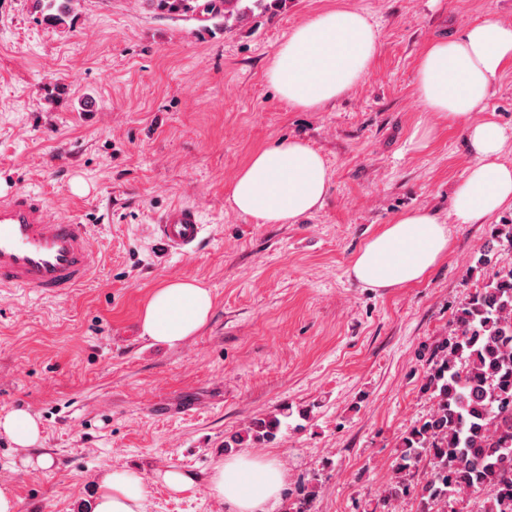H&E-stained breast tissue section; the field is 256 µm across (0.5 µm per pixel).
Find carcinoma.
I'll list each match as a JSON object with an SVG mask.
<instances>
[{"mask_svg":"<svg viewBox=\"0 0 512 512\" xmlns=\"http://www.w3.org/2000/svg\"><path fill=\"white\" fill-rule=\"evenodd\" d=\"M43 21L62 25L71 0H33ZM165 13H192L204 20L249 11L242 0H153ZM457 333L437 347L429 373L435 407L403 438L399 461L382 507L410 491L422 462L432 465L419 489L421 512L458 497L493 488L484 512H512V268L496 273L457 312ZM277 419H257L255 440L274 435Z\"/></svg>","mask_w":512,"mask_h":512,"instance_id":"carcinoma-1","label":"carcinoma"}]
</instances>
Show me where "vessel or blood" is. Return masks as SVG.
I'll return each mask as SVG.
<instances>
[{
  "instance_id": "vessel-or-blood-1",
  "label": "vessel or blood",
  "mask_w": 512,
  "mask_h": 512,
  "mask_svg": "<svg viewBox=\"0 0 512 512\" xmlns=\"http://www.w3.org/2000/svg\"><path fill=\"white\" fill-rule=\"evenodd\" d=\"M204 230L199 210L171 206L152 232L161 246L189 258ZM99 263L87 225L50 219L41 200L17 192L0 198V288L47 297L69 294Z\"/></svg>"
}]
</instances>
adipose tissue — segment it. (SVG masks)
<instances>
[{
    "mask_svg": "<svg viewBox=\"0 0 512 512\" xmlns=\"http://www.w3.org/2000/svg\"><path fill=\"white\" fill-rule=\"evenodd\" d=\"M379 32L358 11L334 8L295 27L267 72L288 106L313 109L344 96L373 67ZM512 66V23L487 16L454 35L429 43L417 64L415 89L427 111L464 134L472 164L452 193L449 213L458 223L480 224L512 206V165L502 153L506 131L493 120L474 121L502 73ZM331 176L318 151L282 138L255 151L229 187L232 207L258 224H296L320 208ZM448 226L419 209L394 218L351 261V275L371 288L423 281L448 252ZM214 308L210 288L195 279L171 280L153 291L141 331L170 346L197 334ZM277 459L239 454L211 473L209 489L227 512H271L284 484ZM140 478L126 470L103 475L92 512H143Z\"/></svg>",
    "mask_w": 512,
    "mask_h": 512,
    "instance_id": "adipose-tissue-1",
    "label": "adipose tissue"
}]
</instances>
